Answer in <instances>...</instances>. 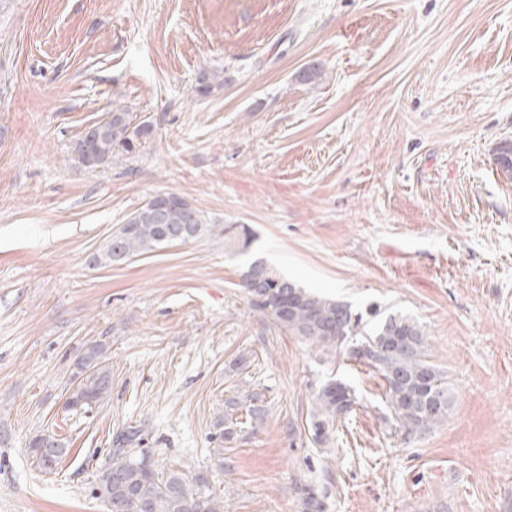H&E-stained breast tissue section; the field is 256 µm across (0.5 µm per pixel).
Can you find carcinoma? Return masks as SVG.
Listing matches in <instances>:
<instances>
[{
	"label": "carcinoma",
	"mask_w": 512,
	"mask_h": 512,
	"mask_svg": "<svg viewBox=\"0 0 512 512\" xmlns=\"http://www.w3.org/2000/svg\"><path fill=\"white\" fill-rule=\"evenodd\" d=\"M105 116L112 131L103 133L93 146L102 168L140 153L153 135L151 122L135 124L121 107ZM171 199L175 206L163 215L155 212L151 200L131 213L134 231L128 233L119 226L103 247L101 261L118 264L166 245L213 234L216 225L206 222L199 210L175 193ZM222 232L230 247L242 252L249 249L247 225L226 224ZM256 266L252 262L242 277L251 309L324 351L353 341L349 355L372 368L385 383V399L396 429L409 437L422 435L448 417L454 396L444 373L425 358V333L416 320L395 312L372 324L350 304L310 292L267 264L262 290L256 292ZM104 351V344L93 343L77 359L82 379L70 392L68 407L90 408L109 394L112 375L104 364ZM313 398L312 437L324 444L333 422L354 410L357 396L353 387L330 378L317 387ZM140 440L139 430L133 427L113 437L109 464L97 478V498L112 505L115 512H224V501L202 489L199 479L191 483L181 473L159 475L151 460L134 450ZM29 448L33 454L38 448L46 449L56 463L68 452L60 439L45 433L32 438ZM296 491L310 512H323L312 487L300 485Z\"/></svg>",
	"instance_id": "obj_1"
}]
</instances>
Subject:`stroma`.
<instances>
[{
    "mask_svg": "<svg viewBox=\"0 0 512 512\" xmlns=\"http://www.w3.org/2000/svg\"><path fill=\"white\" fill-rule=\"evenodd\" d=\"M203 71L224 77L205 96ZM115 107L153 138L80 166L74 142ZM507 138L512 0H0V512H108L93 487L126 427L225 512H305L299 484L325 512H512ZM164 192L247 225L250 249L212 235L98 262ZM257 259L414 318L447 419L405 437L370 367L255 313L240 283ZM99 342L112 389L69 409ZM330 377L358 403L320 445L313 389ZM227 415L242 427L221 444ZM42 433L68 448L48 473L29 448Z\"/></svg>",
    "mask_w": 512,
    "mask_h": 512,
    "instance_id": "35a3bbf8",
    "label": "stroma"
}]
</instances>
